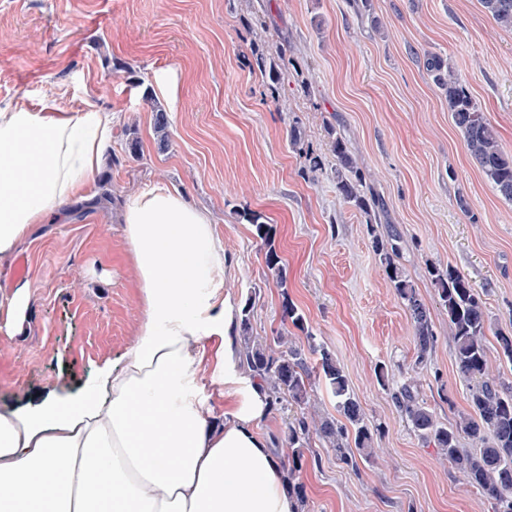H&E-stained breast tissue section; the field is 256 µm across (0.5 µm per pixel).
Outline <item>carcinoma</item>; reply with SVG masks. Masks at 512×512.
Wrapping results in <instances>:
<instances>
[{"mask_svg":"<svg viewBox=\"0 0 512 512\" xmlns=\"http://www.w3.org/2000/svg\"><path fill=\"white\" fill-rule=\"evenodd\" d=\"M485 11L497 26L512 31V0H481ZM254 64L273 86L278 85L288 69L283 50L271 53L262 48L254 54ZM424 66L448 100V112L460 131L467 151L486 180L506 201L512 202V154L499 142L497 132L476 106L468 88L450 70L446 60L435 53L425 57ZM158 146L168 147L169 121L166 111L153 108ZM292 147L305 157V173L311 179L324 167L320 159L305 146L301 130H289ZM329 152L334 163L330 167L332 181L342 198L367 216L372 248L385 265L398 297L405 305L413 326L417 347L415 365L426 362L436 343L430 311L403 268L397 263L403 236L393 224L379 228V211L384 203L371 191L367 177L347 146L345 138L331 127L328 131ZM112 208V188L103 185L97 195L72 207L76 213ZM239 217L250 224L255 236L266 247V267L281 288L284 319L306 333L308 347L288 342L282 335L259 337L253 334V298L246 299L239 310V342L236 352L243 374L260 385L269 408L278 410L283 404L309 407L313 366L308 355L319 354L318 379L336 399L337 418H315L305 412L288 422V454L282 462V478L298 512H306L308 499L301 475L318 467L321 457L312 442L319 440L336 452V460L347 466H358L357 460L370 463L375 459L374 435L379 427L370 423L356 400L344 367L325 349L318 346L308 332L304 314L288 293V278L275 245L273 226L262 213L244 210ZM429 277L437 289L440 304L448 314L453 334V359L467 383L471 412L462 413L450 424L437 420L420 397L418 381L410 377L396 387L389 386L385 368L377 370L378 383L389 388L390 398L411 425L413 432L426 444L437 448L464 480L483 497L493 501V512H512V388L490 376L485 306L469 279L451 267L431 265ZM472 441L476 452L459 448L461 437Z\"/></svg>","mask_w":512,"mask_h":512,"instance_id":"carcinoma-1","label":"carcinoma"}]
</instances>
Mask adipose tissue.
Returning a JSON list of instances; mask_svg holds the SVG:
<instances>
[{"label":"adipose tissue","mask_w":512,"mask_h":512,"mask_svg":"<svg viewBox=\"0 0 512 512\" xmlns=\"http://www.w3.org/2000/svg\"><path fill=\"white\" fill-rule=\"evenodd\" d=\"M112 123L90 102L0 109V260L32 225L88 198ZM124 236L143 297L139 337L86 396L0 414V512H294L257 429L266 398L237 369L212 215L156 184L128 198ZM208 381L223 416L202 396Z\"/></svg>","instance_id":"1"}]
</instances>
